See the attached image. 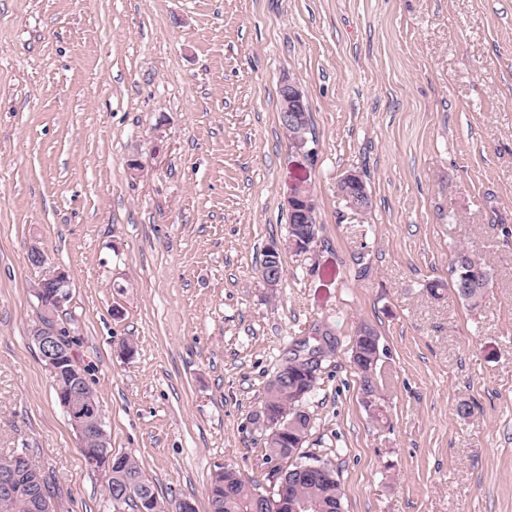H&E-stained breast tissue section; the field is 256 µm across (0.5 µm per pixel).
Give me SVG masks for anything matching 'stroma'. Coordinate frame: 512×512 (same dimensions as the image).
<instances>
[{
	"label": "stroma",
	"instance_id": "1",
	"mask_svg": "<svg viewBox=\"0 0 512 512\" xmlns=\"http://www.w3.org/2000/svg\"><path fill=\"white\" fill-rule=\"evenodd\" d=\"M285 78L315 163L281 125ZM350 172L361 218L336 192ZM299 178L321 231L271 292ZM35 245L70 275L111 447L167 512H210L222 467L276 495L261 400L318 329L336 349L302 451L344 512H512V0H0V452L27 449L56 512H107L28 335ZM461 246L492 269L473 308L426 291ZM364 324L383 422L350 363ZM267 253H268V260H269L268 261L269 269H268L266 278L264 279V275H265L264 266H265L266 260L263 261L262 267H261V270L259 271V273H260L262 282H264L265 287L268 288L270 291H272V290H276L282 281V268H281V264H280L281 249L277 245V243H272L268 247ZM267 253L264 255L265 257L267 256ZM263 279H264V281H263Z\"/></svg>",
	"mask_w": 512,
	"mask_h": 512
}]
</instances>
